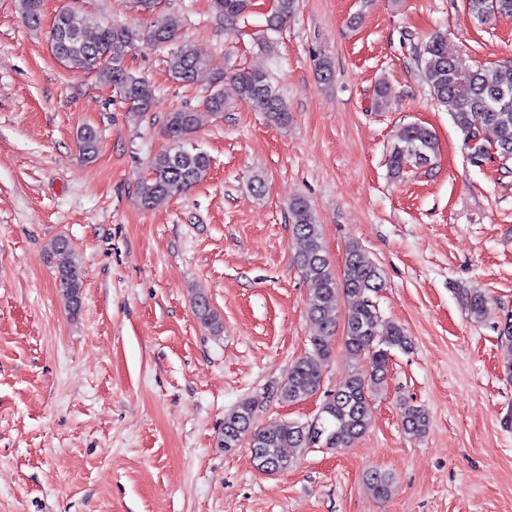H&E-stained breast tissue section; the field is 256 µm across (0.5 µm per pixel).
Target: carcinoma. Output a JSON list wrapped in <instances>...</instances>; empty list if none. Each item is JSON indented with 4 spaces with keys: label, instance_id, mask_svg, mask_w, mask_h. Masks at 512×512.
I'll use <instances>...</instances> for the list:
<instances>
[{
    "label": "carcinoma",
    "instance_id": "1",
    "mask_svg": "<svg viewBox=\"0 0 512 512\" xmlns=\"http://www.w3.org/2000/svg\"><path fill=\"white\" fill-rule=\"evenodd\" d=\"M225 20L244 14L252 0H214ZM470 13L480 21L492 17H512V0H466ZM298 0H274L266 16V30L279 31L295 14ZM23 21L32 28L41 25L42 0H18ZM55 54L63 58L73 73L92 72L99 83L112 88L121 102L132 112L143 113L150 107L151 90L145 77L127 65L129 52L139 42L153 46H173L169 53L168 70L172 79L193 84L206 71L202 50L180 41L176 23L157 16L144 29L98 23L92 16L76 9L68 10L55 21ZM106 56L109 63L90 68V59ZM417 62L431 94L437 103L447 107L455 126L464 136L473 162L481 164L498 155L512 161V63H490L474 68L464 66L458 58L448 55L444 39L431 36L421 42ZM239 99L262 106L269 122L286 127L292 114L288 103L270 77L257 70H239L234 74ZM198 127V113L178 110L166 115L164 135L167 149L155 154L149 164V174L137 186L139 205L151 210L176 195L202 182L208 175L211 161L207 153L188 148ZM84 155L92 158L98 149V132L89 126L78 132ZM435 133L421 124H409L400 129L388 157L391 174L400 175L409 165L425 166L437 157ZM293 238L298 244L296 265L311 284L307 302V317L312 323L311 349L299 357L288 373V379L268 390V395L296 403L319 391L324 364L330 359L336 333L342 334L345 352L354 365L342 383L327 394L318 414L310 422L283 421L274 428H258L253 415L257 398L242 400L224 416V429L219 447L229 453L246 444L251 450L257 470L277 474L293 466L285 448L348 447L367 433L372 424L373 398L385 388L391 351L407 352L412 340L401 325L382 318L374 301L385 288L383 270L367 260L359 246H348L341 274H336L322 243L320 225L310 204L296 198L289 205ZM57 259L59 287L72 309L81 305L82 271L76 261L70 241L56 238L51 246ZM461 303L471 316L480 318L487 305L484 295L456 289ZM345 300L342 318L334 316L336 303ZM194 316L211 332H218L221 319L208 296L201 292L194 302ZM367 360L369 370L360 363ZM404 431L416 437L429 428V418L423 409L405 406L402 412ZM365 480L375 497L387 498L392 478L385 472L368 471Z\"/></svg>",
    "mask_w": 512,
    "mask_h": 512
}]
</instances>
